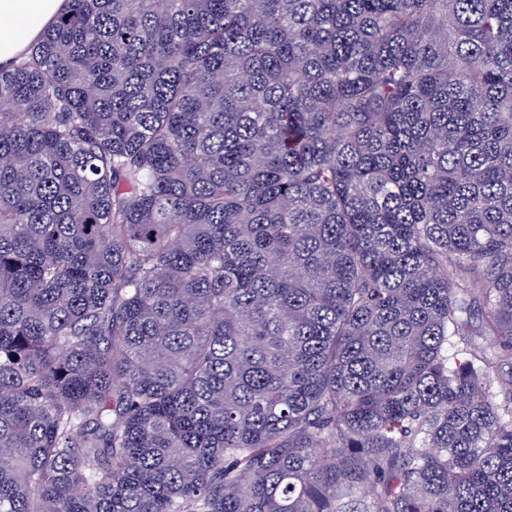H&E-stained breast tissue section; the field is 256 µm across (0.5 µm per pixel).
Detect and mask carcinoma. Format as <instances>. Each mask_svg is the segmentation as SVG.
I'll return each instance as SVG.
<instances>
[{
	"instance_id": "1",
	"label": "carcinoma",
	"mask_w": 512,
	"mask_h": 512,
	"mask_svg": "<svg viewBox=\"0 0 512 512\" xmlns=\"http://www.w3.org/2000/svg\"><path fill=\"white\" fill-rule=\"evenodd\" d=\"M0 512H512V0H67L0 68Z\"/></svg>"
}]
</instances>
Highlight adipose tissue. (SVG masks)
<instances>
[{"label":"adipose tissue","instance_id":"ef3b65f1","mask_svg":"<svg viewBox=\"0 0 512 512\" xmlns=\"http://www.w3.org/2000/svg\"><path fill=\"white\" fill-rule=\"evenodd\" d=\"M65 6V0H0V66L34 42Z\"/></svg>","mask_w":512,"mask_h":512}]
</instances>
